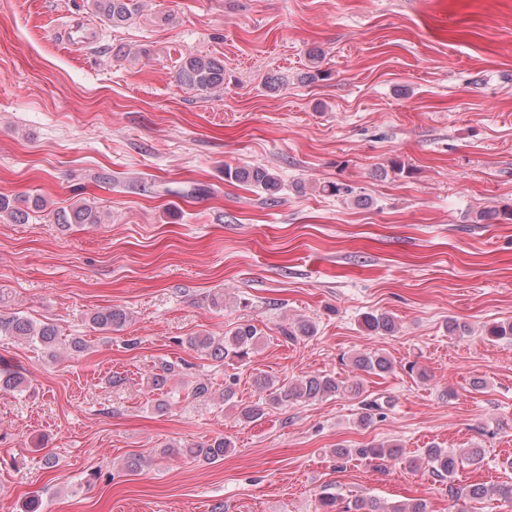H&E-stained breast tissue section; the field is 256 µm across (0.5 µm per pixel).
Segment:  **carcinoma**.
<instances>
[{
    "instance_id": "carcinoma-1",
    "label": "carcinoma",
    "mask_w": 512,
    "mask_h": 512,
    "mask_svg": "<svg viewBox=\"0 0 512 512\" xmlns=\"http://www.w3.org/2000/svg\"><path fill=\"white\" fill-rule=\"evenodd\" d=\"M94 13L102 21L114 28H119L139 13L141 0H92ZM177 76L186 87L195 91L207 92L224 85V63L213 57L186 55L182 57ZM224 177L230 181L253 186L273 196L281 190L278 174L261 166L224 167ZM44 209V201L35 198L28 202V210H20L11 205L8 197L0 195V213H7L19 223L28 220V211ZM55 223L64 227L70 224H99V212L85 203H76L67 210L54 213ZM130 316L122 309L109 308L94 312L90 317L93 329L100 332L116 331L122 328ZM362 327L374 334H388L395 330L392 317L383 313H366L362 317ZM316 326L307 320H298L282 330L287 341L297 342L315 335ZM0 336L24 338L31 342L51 348L57 342L58 330L51 323L37 324L17 312L0 314ZM485 336L489 341L512 342V321L495 322L486 326ZM262 331L251 323H239L221 335L199 334L184 340L186 346L208 356L222 365L231 366L242 363L254 352ZM353 365L360 371L380 375L392 369L389 358L381 354H360L353 358ZM179 365L164 360L160 362L157 373L151 377L153 389L163 392V398L156 400L155 408L162 411L169 405L165 387L179 372ZM256 384L270 390L268 396L252 405L243 407L239 417L246 422H257L263 419L271 409L284 402L314 401L337 395H348L360 399L361 412L359 424L367 426L377 418L386 416L391 408L390 400L371 399L363 396V385L358 379L342 381L327 374H307L287 387H275L274 381L266 375L256 378ZM26 379L18 372L6 368L0 369V390L24 391ZM188 395L199 402H210L214 399L228 404L234 398L233 383H224L222 394L215 395L213 386L206 381H197L188 386ZM230 448V442L223 437H214L202 443L189 445H170L159 450V454L174 458H186L195 462L214 464L224 459ZM336 460L341 462L348 458H357L369 463L389 462L401 456L399 447L384 443H371L359 448L339 447L333 449ZM482 457L481 449L471 448L464 454L436 445L424 450V459L429 472L436 479L448 483V500L452 506L466 501H479L492 494L505 503H512V483L487 486L481 483L461 486L455 483L456 475L464 464H476ZM320 512H431L425 499H410L399 504L386 506L372 497H355L342 500L331 493H324L319 498Z\"/></svg>"
}]
</instances>
